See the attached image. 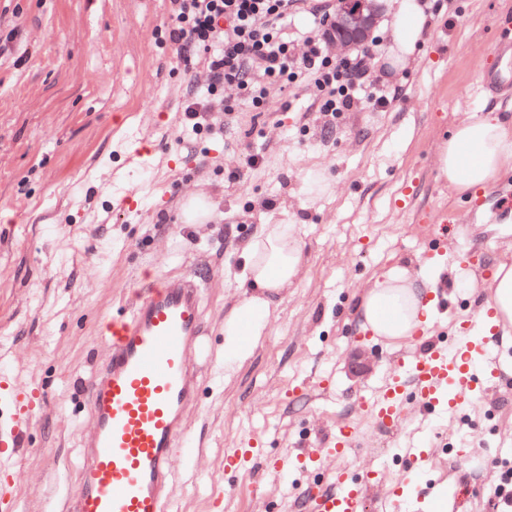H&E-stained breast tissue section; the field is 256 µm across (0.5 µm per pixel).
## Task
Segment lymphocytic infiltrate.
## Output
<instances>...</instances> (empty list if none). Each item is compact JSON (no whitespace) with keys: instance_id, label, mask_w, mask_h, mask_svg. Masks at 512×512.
Instances as JSON below:
<instances>
[{"instance_id":"1","label":"lymphocytic infiltrate","mask_w":512,"mask_h":512,"mask_svg":"<svg viewBox=\"0 0 512 512\" xmlns=\"http://www.w3.org/2000/svg\"><path fill=\"white\" fill-rule=\"evenodd\" d=\"M170 42L185 70L200 75L207 94L183 101L192 130L214 125V113L233 114L224 97L235 89L240 101L263 108L270 85L308 87L318 111L336 116L368 100L384 109L388 99L379 80L370 78L366 60L378 57L382 37L361 51L336 57L324 35L331 11L324 0H170ZM308 12L313 21L302 34L286 22Z\"/></svg>"}]
</instances>
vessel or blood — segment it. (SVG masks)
<instances>
[{
  "mask_svg": "<svg viewBox=\"0 0 512 512\" xmlns=\"http://www.w3.org/2000/svg\"><path fill=\"white\" fill-rule=\"evenodd\" d=\"M205 275L191 271L146 283L122 314L104 318L101 332L107 356L86 392L91 428L83 441L84 461L70 487L63 512H170L172 465L191 446L186 415L199 402L198 362L206 347L201 296ZM497 330L495 312L480 303L450 340L432 339L425 348L402 354L389 381L359 405L376 425L400 427L408 403L425 414L468 408L477 389L495 386L498 361L489 343ZM14 404L10 450L23 447L33 422L28 391L11 388L0 374V392ZM361 431L344 424L335 436L267 462L281 475L303 461L342 458L358 448ZM260 453L247 443L224 458L229 470L248 468ZM332 489L300 495L311 512H361L368 475L333 472Z\"/></svg>",
  "mask_w": 512,
  "mask_h": 512,
  "instance_id": "b4317fda",
  "label": "vessel or blood"
}]
</instances>
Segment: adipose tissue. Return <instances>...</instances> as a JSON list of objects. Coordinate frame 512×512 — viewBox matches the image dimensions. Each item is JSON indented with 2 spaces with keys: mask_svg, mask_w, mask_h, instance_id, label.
<instances>
[{
  "mask_svg": "<svg viewBox=\"0 0 512 512\" xmlns=\"http://www.w3.org/2000/svg\"><path fill=\"white\" fill-rule=\"evenodd\" d=\"M394 21L382 63L389 72L410 64L423 44L431 15L423 0H391ZM440 178L455 193L483 188L512 169V119L499 113H464L435 152ZM247 297L224 320V371L242 366L267 336L276 295L291 286L303 261V247L292 224L261 225L242 248ZM488 303L500 324L512 326V262H497L488 282ZM428 280L396 264L359 295L361 324L375 336L397 341L413 336L430 305Z\"/></svg>",
  "mask_w": 512,
  "mask_h": 512,
  "instance_id": "adipose-tissue-1",
  "label": "adipose tissue"
}]
</instances>
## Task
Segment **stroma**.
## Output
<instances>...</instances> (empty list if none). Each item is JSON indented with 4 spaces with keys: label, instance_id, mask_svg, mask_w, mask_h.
Here are the masks:
<instances>
[{
    "label": "stroma",
    "instance_id": "35a3bbf8",
    "mask_svg": "<svg viewBox=\"0 0 512 512\" xmlns=\"http://www.w3.org/2000/svg\"><path fill=\"white\" fill-rule=\"evenodd\" d=\"M169 22V0H0V35L22 34L16 54L0 57V369L41 393L24 448L0 453V470L18 477L9 512H49L82 465V398L106 354L103 318L147 279L190 270L207 275L210 364L187 420L195 452L173 462L174 512H305L299 482L327 463L275 479L259 464L225 472L224 454L249 440L273 456L345 423L363 433L342 462L371 475L363 512H380L386 497L429 512L442 484L468 488V512H495L498 477L450 446L469 434L485 467L512 465V327L492 345L502 368L493 397L455 415L413 412L388 432L367 422L358 398L378 391L414 342L362 329L356 308L360 286L409 263L447 297L434 323L449 331L485 296L478 276L454 271L456 249L482 245L487 274L512 245V171L483 196L456 195L433 163L463 113L512 116V89L488 87L479 71L512 23V0H449L410 68H373L390 91L386 111L362 104L334 118L305 88H276L220 133L184 127V96L205 90L178 62ZM248 150L260 164L227 181ZM316 177L331 191L310 192ZM267 198L273 209L261 208ZM421 208L455 219L430 262ZM263 224L296 225L304 265L278 295L264 344L228 375L224 319L244 298L241 248ZM358 347L378 359L361 379L348 372ZM408 448L426 452L422 469L404 470Z\"/></svg>",
    "mask_w": 512,
    "mask_h": 512
}]
</instances>
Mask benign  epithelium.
<instances>
[{"label": "benign epithelium", "mask_w": 512, "mask_h": 512, "mask_svg": "<svg viewBox=\"0 0 512 512\" xmlns=\"http://www.w3.org/2000/svg\"><path fill=\"white\" fill-rule=\"evenodd\" d=\"M381 18L378 0H341L326 32L330 49L342 56L359 47L368 40ZM373 364L372 353L362 349L353 354L350 368L354 375L362 376Z\"/></svg>", "instance_id": "benign-epithelium-1"}]
</instances>
